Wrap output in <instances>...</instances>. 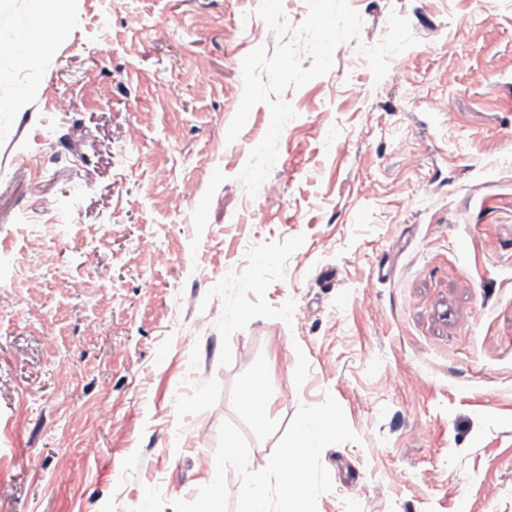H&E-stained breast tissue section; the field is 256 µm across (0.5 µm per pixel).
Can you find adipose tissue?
<instances>
[{"label":"adipose tissue","instance_id":"ef3b65f1","mask_svg":"<svg viewBox=\"0 0 512 512\" xmlns=\"http://www.w3.org/2000/svg\"><path fill=\"white\" fill-rule=\"evenodd\" d=\"M35 9L13 36L19 47L17 63L24 68L38 67L52 44L61 41L68 29L70 0H34Z\"/></svg>","mask_w":512,"mask_h":512}]
</instances>
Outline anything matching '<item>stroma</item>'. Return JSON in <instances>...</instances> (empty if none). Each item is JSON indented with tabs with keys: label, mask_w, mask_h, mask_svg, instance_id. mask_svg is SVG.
<instances>
[{
	"label": "stroma",
	"mask_w": 512,
	"mask_h": 512,
	"mask_svg": "<svg viewBox=\"0 0 512 512\" xmlns=\"http://www.w3.org/2000/svg\"><path fill=\"white\" fill-rule=\"evenodd\" d=\"M348 2L253 198L241 63L294 40L260 0H73L39 69L0 55V264L42 282L0 279V512H174L224 421L260 470L329 396L317 512H512V0ZM241 407L245 414L257 425L267 423L270 414V403L258 385L251 386L243 394Z\"/></svg>",
	"instance_id": "stroma-1"
}]
</instances>
